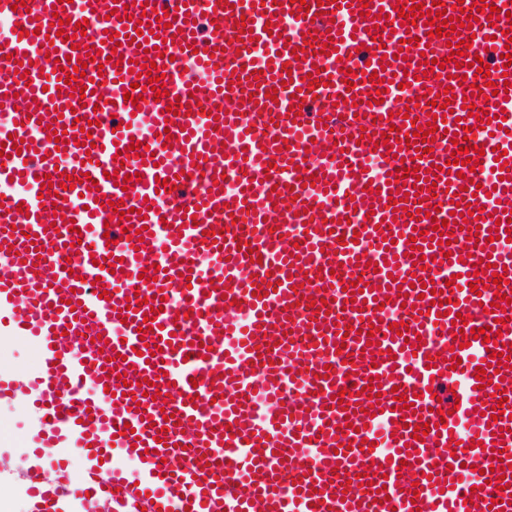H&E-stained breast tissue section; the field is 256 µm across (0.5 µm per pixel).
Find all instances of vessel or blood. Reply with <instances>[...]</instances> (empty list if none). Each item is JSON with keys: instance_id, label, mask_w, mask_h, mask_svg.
<instances>
[{"instance_id": "vessel-or-blood-1", "label": "vessel or blood", "mask_w": 512, "mask_h": 512, "mask_svg": "<svg viewBox=\"0 0 512 512\" xmlns=\"http://www.w3.org/2000/svg\"><path fill=\"white\" fill-rule=\"evenodd\" d=\"M432 2L305 0L298 19L294 0H0L11 23L0 45V186L19 188L0 196V309L39 354L35 374L0 378V400L36 393L33 441L54 449L56 466L51 480L30 470L31 512H62L68 500L86 512H512V252L491 244L512 218V89H502L512 66L498 63L512 0H498L496 22L445 42L429 39L424 19L399 15ZM57 18L85 22L75 45L56 41ZM462 40L470 48L449 63ZM327 41L333 64L310 85ZM484 54L496 61L486 79L473 66ZM433 58L447 61L435 75ZM146 59L167 101L132 70ZM77 60L93 80L82 98L65 82ZM373 73L386 88L378 105ZM403 81L431 99L451 88L450 114L407 108ZM135 83L146 89L138 106L123 97ZM76 117L87 130L73 128ZM429 121L433 150L416 154L404 137ZM461 130L486 150L474 193L443 169ZM167 131L170 147L147 148ZM404 158L441 167L435 192L407 195L417 180L400 171ZM503 163V180L484 178ZM67 174L74 189L42 192L44 179L57 186ZM400 198L406 209H395ZM454 210L467 228L450 223ZM437 219L449 222V244L428 236ZM476 282L482 293L471 292ZM500 293L507 303L496 304ZM137 294L147 304L128 305ZM456 314L471 329L502 319L497 345L462 346ZM148 316L151 331L138 334ZM145 379L163 400L144 396ZM369 384L375 398L346 394ZM403 396L413 409H401ZM498 404L504 413L491 419ZM423 421L432 428L415 438ZM74 452L89 462L78 480ZM117 452L138 464L137 479L114 465Z\"/></svg>"}]
</instances>
